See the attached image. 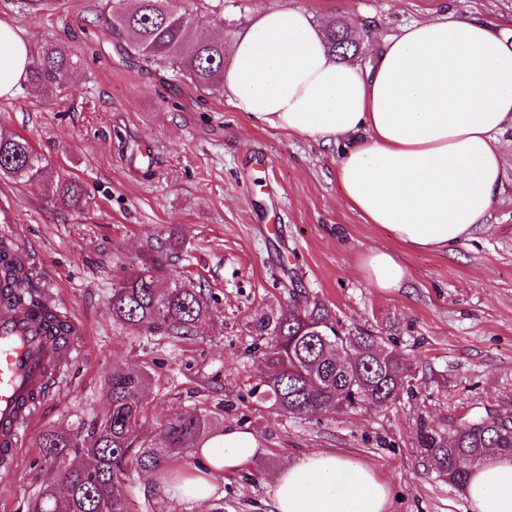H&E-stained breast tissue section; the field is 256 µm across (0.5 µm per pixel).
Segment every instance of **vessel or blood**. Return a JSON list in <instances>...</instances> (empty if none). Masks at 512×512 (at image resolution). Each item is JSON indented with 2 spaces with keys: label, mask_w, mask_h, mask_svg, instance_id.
I'll use <instances>...</instances> for the list:
<instances>
[{
  "label": "vessel or blood",
  "mask_w": 512,
  "mask_h": 512,
  "mask_svg": "<svg viewBox=\"0 0 512 512\" xmlns=\"http://www.w3.org/2000/svg\"><path fill=\"white\" fill-rule=\"evenodd\" d=\"M64 336L45 332L38 312L0 318V460L11 463L63 373L78 361L83 324L70 319Z\"/></svg>",
  "instance_id": "1"
}]
</instances>
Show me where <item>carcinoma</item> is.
<instances>
[{
    "instance_id": "obj_1",
    "label": "carcinoma",
    "mask_w": 512,
    "mask_h": 512,
    "mask_svg": "<svg viewBox=\"0 0 512 512\" xmlns=\"http://www.w3.org/2000/svg\"><path fill=\"white\" fill-rule=\"evenodd\" d=\"M107 22L124 39L123 50L147 64L169 67L203 90H224V38L196 30L193 11L182 0H111ZM357 35L343 21L325 30L328 52L339 62L358 53ZM70 46L48 44L31 62L30 80L38 86L62 82L76 65ZM0 176L41 188L47 178L42 156L30 142L0 133ZM60 201L78 206L82 190L72 180L55 185ZM168 244L139 258L138 271L112 285L109 310L114 323L146 336L182 339L215 321L203 290L173 274L171 255L184 244L172 230ZM37 272L17 253L14 241L0 236V306L14 310L38 306L51 336L68 332L56 304L34 295ZM289 304L259 318L257 335L264 377L259 397L291 418L384 405L416 391L412 360L382 337L359 329H339L336 312L304 288L288 290ZM146 370L115 365L108 375L104 402L94 430L47 427L38 445L51 465L50 476L33 503V512H132L128 481L133 472L163 474L172 459L201 448L221 432L214 418L196 410L177 414L143 435L147 418ZM423 465L459 491L474 469L495 453L512 458V420L489 410L439 429H418Z\"/></svg>"
}]
</instances>
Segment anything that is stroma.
<instances>
[{"mask_svg": "<svg viewBox=\"0 0 512 512\" xmlns=\"http://www.w3.org/2000/svg\"><path fill=\"white\" fill-rule=\"evenodd\" d=\"M444 2L512 30V0H222L224 26L235 32L258 9L280 6L305 10L322 26L341 19L369 29L364 61ZM108 9L107 0H62L33 16L23 0H0V19L32 52L56 41L80 53L62 88L26 80L0 98V132L27 138L48 170L83 188L73 208L0 178V212L9 217L0 235L31 255L40 288L87 329L80 361L38 429L91 432L117 363L150 372L149 423L218 410L224 426L251 431L260 448L242 470L216 477L202 505L170 498L160 479L136 474L134 512H271L272 474L314 450L373 466L392 492L388 512H473L464 492L422 465L417 427L444 428L487 407L512 410V128L503 134L504 191L487 224L454 252L411 251L343 202L338 148L252 127L223 93L135 63L104 22ZM173 228L186 240L171 259L175 274L201 286L219 318L176 342L115 324L108 309L113 283ZM374 249L406 269L404 287L384 291L364 276ZM293 279L332 306L345 329L391 339L419 369L416 392L302 419L258 402L250 390L264 369L253 326L287 304ZM36 438L29 432L17 464L0 466V512H28L49 475Z\"/></svg>", "mask_w": 512, "mask_h": 512, "instance_id": "stroma-1", "label": "stroma"}]
</instances>
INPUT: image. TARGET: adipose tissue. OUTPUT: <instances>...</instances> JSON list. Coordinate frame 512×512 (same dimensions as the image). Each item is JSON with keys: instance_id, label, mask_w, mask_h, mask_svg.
I'll return each instance as SVG.
<instances>
[{"instance_id": "ef3b65f1", "label": "adipose tissue", "mask_w": 512, "mask_h": 512, "mask_svg": "<svg viewBox=\"0 0 512 512\" xmlns=\"http://www.w3.org/2000/svg\"><path fill=\"white\" fill-rule=\"evenodd\" d=\"M230 57L227 102L253 126L340 145L336 180L366 223L419 252L451 251L487 223L512 127V38L496 23L444 9L402 27L362 66L337 62L311 15L283 6L258 12ZM30 65L25 39L0 21V98ZM258 451L251 432L225 428L195 449L196 474L166 490L206 502L214 476ZM271 493L274 512H387L390 498L373 468L325 450L276 472ZM466 493L474 512H512V459L489 456Z\"/></svg>"}]
</instances>
